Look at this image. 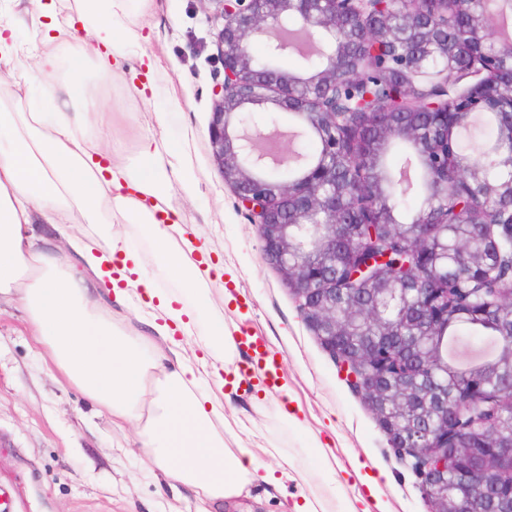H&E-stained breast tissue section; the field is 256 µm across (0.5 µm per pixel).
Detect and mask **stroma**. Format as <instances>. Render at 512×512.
I'll use <instances>...</instances> for the list:
<instances>
[{"label": "stroma", "mask_w": 512, "mask_h": 512, "mask_svg": "<svg viewBox=\"0 0 512 512\" xmlns=\"http://www.w3.org/2000/svg\"><path fill=\"white\" fill-rule=\"evenodd\" d=\"M126 24L158 60L154 78L122 64L111 83L86 67L83 81L112 114L118 161L132 164L143 138L177 153L199 181L197 195L170 189L187 234L208 244L224 265L210 282L212 317L262 336L297 395V423L248 383L224 388V412L237 416L254 443L270 448L263 461L292 464L283 488L248 486L235 512H294L301 495L321 483L323 451L349 484L356 465L373 472V491L391 512H429L412 473L394 455L387 435L361 395L352 392L332 356L303 322L281 273L267 261L255 225L225 183L209 140L212 89L224 71L214 37L220 24L212 0H128ZM231 302L221 301V291ZM44 350L15 302L0 303V490L10 512H199L190 489L159 484L142 466L135 425L112 427L77 388L51 377ZM323 448H316V441Z\"/></svg>", "instance_id": "stroma-1"}]
</instances>
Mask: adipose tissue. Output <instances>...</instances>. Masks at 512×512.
I'll return each mask as SVG.
<instances>
[{"instance_id":"obj_1","label":"adipose tissue","mask_w":512,"mask_h":512,"mask_svg":"<svg viewBox=\"0 0 512 512\" xmlns=\"http://www.w3.org/2000/svg\"><path fill=\"white\" fill-rule=\"evenodd\" d=\"M127 2L74 0L70 20L82 38L64 54L53 0H28L26 12L40 33L30 72L18 69L19 51L9 41L14 24L0 25V67L38 90L24 112L0 113V298L22 306L50 373L79 389L115 426L137 422L153 473L217 507L258 478L283 486L288 466L262 462L214 391L236 372L237 346L223 321L205 318L214 267H196V248L168 200L171 180L191 195L197 178L174 166L152 138L142 141L134 166L102 161V146L86 138L90 115L102 129L112 125L111 113L84 90L86 63L105 82L121 60L155 73L139 33L120 26ZM78 216L94 225V236L73 232ZM123 224L140 225L151 242L148 253L130 246ZM148 265L175 277L178 288L156 287ZM107 278L116 300L148 308V333L116 325L99 291ZM178 330L193 338L195 353L175 339Z\"/></svg>"}]
</instances>
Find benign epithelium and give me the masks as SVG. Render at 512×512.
Instances as JSON below:
<instances>
[{
  "label": "benign epithelium",
  "instance_id": "obj_1",
  "mask_svg": "<svg viewBox=\"0 0 512 512\" xmlns=\"http://www.w3.org/2000/svg\"><path fill=\"white\" fill-rule=\"evenodd\" d=\"M211 2L223 20L215 43L224 68L220 89L213 91V157L249 223L256 226L264 252L277 262L305 324L371 408L432 512H467L468 502L493 486L512 500V332L500 337V356L491 366L506 373L501 386L508 405L486 416L488 394L473 384L460 390L456 406H425V413L437 419L433 437L421 439L414 431L408 435L402 426L412 384L437 357L422 351L420 341L438 335L450 321L498 314L505 300L512 309V287L500 289L492 304L478 308L470 301L473 289L458 281L461 298L450 311L445 279L450 261L512 269V205L495 203L504 191L512 196V179L494 186L485 181L482 166L474 164L461 176L464 186L448 193V158L454 155L448 132L471 110L500 111L509 101L512 112V77L506 90L498 89L495 59L484 55L451 79L445 65L428 86L418 82L436 58L448 57V0ZM457 3L478 36L512 55L511 35L484 28L494 15L495 0ZM290 21L301 23L319 47L327 48L320 64L301 76L257 62L249 49L252 39L263 38L270 58L288 54ZM367 67L396 73L388 98L375 100L366 94L336 111V87L356 80ZM393 102L440 131L435 142L416 145L415 157L425 158L430 166L433 197L413 224L418 278L398 266L370 276L371 267L388 257L364 260L378 228L387 232L395 248H408L410 241L397 232L399 225L372 218L379 201L403 192V184L336 181L339 161L357 146L365 149L363 137L369 131L376 140L418 141L416 124L398 123L396 113L388 111ZM268 104L301 120L302 130L282 151L265 136L279 125L261 127L248 113L250 105ZM309 130L324 133L326 146L302 182L261 175L263 169L288 166L290 159L305 161L298 144ZM475 210L481 212V222L469 238L448 245V213L454 214L456 225ZM343 275L367 284L374 304L355 305L336 316V281Z\"/></svg>",
  "mask_w": 512,
  "mask_h": 512
}]
</instances>
